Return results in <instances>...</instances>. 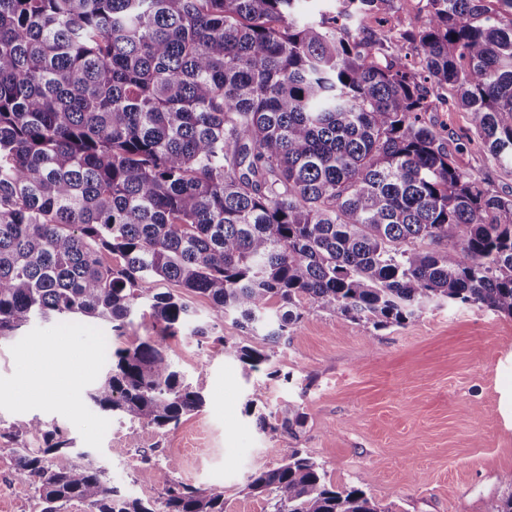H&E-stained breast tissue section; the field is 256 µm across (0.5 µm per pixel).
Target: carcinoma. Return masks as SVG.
<instances>
[{
  "label": "carcinoma",
  "instance_id": "1",
  "mask_svg": "<svg viewBox=\"0 0 512 512\" xmlns=\"http://www.w3.org/2000/svg\"><path fill=\"white\" fill-rule=\"evenodd\" d=\"M0 0V339L33 320L119 332L144 308L155 336L110 354L86 393L103 412L176 427L204 403L166 340L207 299L259 343L256 369L309 303L376 329L429 306L512 316V198L460 167L473 143L512 165V0ZM436 95L473 115L448 138ZM112 262H104V256ZM161 283L174 288L162 291ZM305 422L286 402L267 432ZM17 458L41 512H224V491L180 482L120 496L58 428ZM268 512H384L294 450L251 474Z\"/></svg>",
  "mask_w": 512,
  "mask_h": 512
}]
</instances>
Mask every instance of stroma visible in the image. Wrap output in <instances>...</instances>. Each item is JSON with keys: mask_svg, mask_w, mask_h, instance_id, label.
Returning <instances> with one entry per match:
<instances>
[{"mask_svg": "<svg viewBox=\"0 0 512 512\" xmlns=\"http://www.w3.org/2000/svg\"><path fill=\"white\" fill-rule=\"evenodd\" d=\"M152 333L147 318L120 339L99 320H49L0 341V512H41L34 485L16 474L18 450L40 446L26 431L34 420L61 427L109 487L144 500L181 481L222 489L224 512H268L246 494L248 478L296 449L328 482L363 489L390 512H485L512 494L511 316L442 307L377 330L310 306L257 370L225 356L224 340L251 339L231 320L206 339L184 329L167 339L168 354L205 403L166 429L85 400L109 351ZM60 338L82 352L77 378L49 398H23L27 366L36 358L54 368ZM286 401L307 416L298 434L261 431L259 418L274 421Z\"/></svg>", "mask_w": 512, "mask_h": 512, "instance_id": "stroma-1", "label": "stroma"}]
</instances>
